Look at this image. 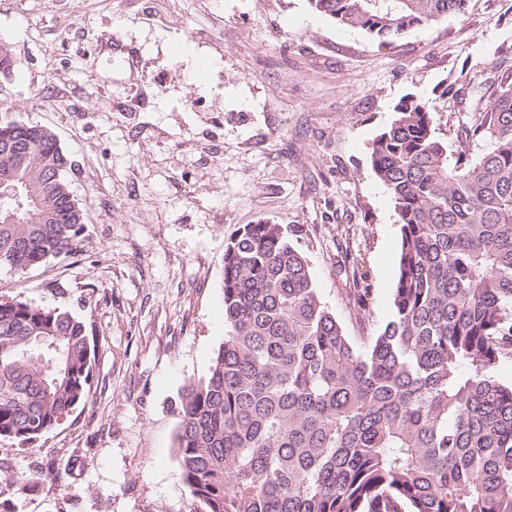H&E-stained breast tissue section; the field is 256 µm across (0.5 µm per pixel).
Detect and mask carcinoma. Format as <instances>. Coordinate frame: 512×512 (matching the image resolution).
<instances>
[{
  "label": "carcinoma",
  "instance_id": "carcinoma-1",
  "mask_svg": "<svg viewBox=\"0 0 512 512\" xmlns=\"http://www.w3.org/2000/svg\"><path fill=\"white\" fill-rule=\"evenodd\" d=\"M467 0H309L393 46ZM448 149L409 98L373 143L399 226L391 313L348 336L288 226L224 244V342L177 411L178 471L206 512H512V81ZM45 126L0 124V269L72 250L85 221ZM93 380L84 322L0 299V438L26 445Z\"/></svg>",
  "mask_w": 512,
  "mask_h": 512
}]
</instances>
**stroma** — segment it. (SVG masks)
Returning <instances> with one entry per match:
<instances>
[{
  "instance_id": "stroma-1",
  "label": "stroma",
  "mask_w": 512,
  "mask_h": 512,
  "mask_svg": "<svg viewBox=\"0 0 512 512\" xmlns=\"http://www.w3.org/2000/svg\"><path fill=\"white\" fill-rule=\"evenodd\" d=\"M155 0H0V122L51 128L85 224L69 256L0 270V297L69 310L92 338L85 400L32 444L0 439L19 512H205L177 470L175 410L224 340L225 241L287 225L347 335L390 315L394 202L373 142L409 96L432 102L449 148L465 100L512 76V0L413 29L395 46L348 32L308 0H208L173 31ZM183 79L160 91L157 73ZM223 99L191 112L185 96ZM369 289L365 319L344 268Z\"/></svg>"
}]
</instances>
